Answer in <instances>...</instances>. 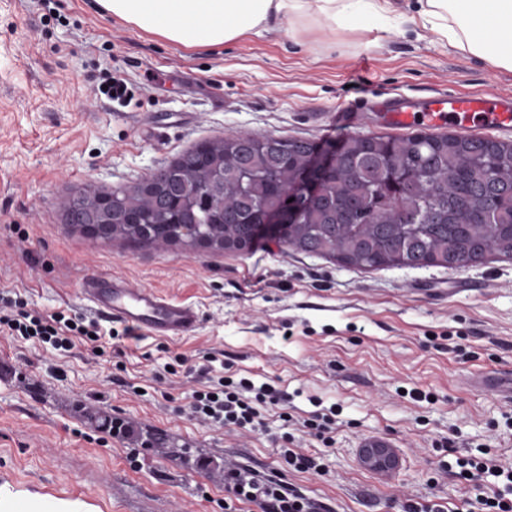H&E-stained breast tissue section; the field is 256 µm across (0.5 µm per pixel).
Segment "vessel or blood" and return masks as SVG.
<instances>
[{"instance_id": "b4317fda", "label": "vessel or blood", "mask_w": 512, "mask_h": 512, "mask_svg": "<svg viewBox=\"0 0 512 512\" xmlns=\"http://www.w3.org/2000/svg\"><path fill=\"white\" fill-rule=\"evenodd\" d=\"M384 121L396 129L451 127L463 132L512 129V93L443 94L413 101L385 100ZM80 295L98 313L160 336H181L199 323L189 304L163 299L153 291L129 287L124 278L95 275L83 280Z\"/></svg>"}]
</instances>
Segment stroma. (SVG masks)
<instances>
[{
	"label": "stroma",
	"instance_id": "1",
	"mask_svg": "<svg viewBox=\"0 0 512 512\" xmlns=\"http://www.w3.org/2000/svg\"><path fill=\"white\" fill-rule=\"evenodd\" d=\"M415 16L416 0H399L384 29L313 21L190 50L93 0H0V291L101 331L67 352L0 332V487L80 512H226L206 471L230 453L330 512H403L409 497L466 512L477 487L441 463L484 453L512 467V399L467 384L512 373V258L362 269L272 242L160 249L88 236L59 206L137 184L231 134L324 145L389 134L371 113L343 123L367 99L512 93V71L458 53ZM116 75L143 107L99 93ZM93 274L192 305L197 329L123 337V323L80 297ZM209 353L226 379L287 393V407L264 410L265 431L190 417ZM415 389L424 400L410 398ZM320 406L336 409L328 444L303 425ZM130 418L144 429L106 437ZM373 439L396 448L395 471L360 463ZM286 446L316 457L322 473L295 471Z\"/></svg>",
	"mask_w": 512,
	"mask_h": 512
}]
</instances>
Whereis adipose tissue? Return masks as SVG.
I'll return each mask as SVG.
<instances>
[{"mask_svg": "<svg viewBox=\"0 0 512 512\" xmlns=\"http://www.w3.org/2000/svg\"><path fill=\"white\" fill-rule=\"evenodd\" d=\"M96 8L187 48H216L309 19L379 25L395 0H94ZM424 27L457 51L512 71V0H418Z\"/></svg>", "mask_w": 512, "mask_h": 512, "instance_id": "obj_1", "label": "adipose tissue"}]
</instances>
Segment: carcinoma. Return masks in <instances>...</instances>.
<instances>
[{"label":"carcinoma","instance_id":"1","mask_svg":"<svg viewBox=\"0 0 512 512\" xmlns=\"http://www.w3.org/2000/svg\"><path fill=\"white\" fill-rule=\"evenodd\" d=\"M201 146L224 156V188L210 186L189 150L181 172L156 190L117 189L125 207L112 216L116 236L150 241L125 223L141 211L153 222L175 218L214 240L243 244L263 209L288 208L289 188L314 144L240 135ZM343 146L287 245L364 268L460 269L490 253L512 257V141L421 132L351 136Z\"/></svg>","mask_w":512,"mask_h":512}]
</instances>
